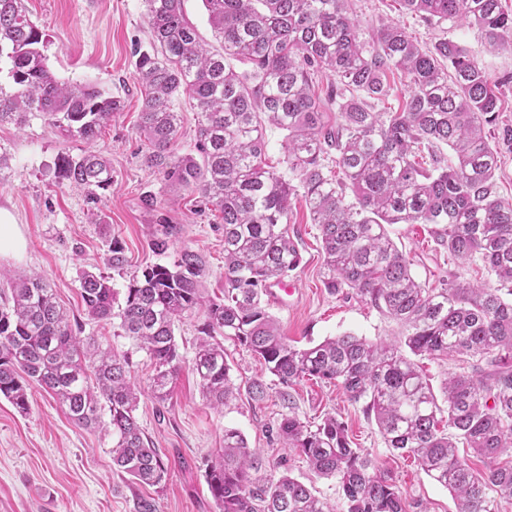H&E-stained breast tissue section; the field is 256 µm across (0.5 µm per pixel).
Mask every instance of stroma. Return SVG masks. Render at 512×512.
I'll list each match as a JSON object with an SVG mask.
<instances>
[{"mask_svg":"<svg viewBox=\"0 0 512 512\" xmlns=\"http://www.w3.org/2000/svg\"><path fill=\"white\" fill-rule=\"evenodd\" d=\"M363 40H371L386 22L402 25L419 44L448 39L473 57L491 79L512 74V49L489 50L477 28L460 22L427 21L406 11L400 0H348ZM33 22L43 32V51L56 77L65 82L96 81L123 101V108L94 144L112 165L106 189L58 184L54 163L59 154L81 157L86 143L63 137L42 116L25 126H0V152L10 157L0 170V209L18 224L19 253L0 255V292L6 277L17 271L45 274L58 302L68 310L74 332L93 336L128 358L131 375L149 386L153 367L145 352L124 336L118 319L87 317L79 295L84 270L109 273L113 243H120L132 267L174 261L183 249L197 252L204 264L205 296L218 295L224 284L222 221L204 208L198 193L172 187L147 168L148 143L136 127L142 104L136 80L135 46H148L150 33L143 0H26ZM153 196L155 205L145 203ZM178 228L164 255L151 251L156 225ZM430 225L393 224L388 231L412 261V271L435 287L448 270L446 254L435 251ZM288 234L301 256L289 278L296 288L287 306L267 304L283 335L307 347L345 332L372 342L398 340L400 326L350 290L329 292L324 286L320 231L312 224L302 199H294ZM206 321L195 311L175 329L184 364L170 399L143 395L136 415L146 435L169 468L161 487L132 483L112 465V437L100 429L76 426L40 388H33L30 411L20 414L0 398V512H135L139 498H153L156 512H219L206 483V470L224 446L225 429L244 435L260 460L251 473L252 489L264 488L283 475L294 477L313 492L334 501L335 480L314 474L305 460L286 448L278 435L282 418L296 415L320 423L329 414L343 421L354 447L377 462L400 487L407 512H456L449 490L421 470L413 457L386 447L373 418L361 404L351 403L341 388L303 381L281 389L249 350L223 338L224 355L238 389L236 399L217 408L203 396L190 362ZM270 383L268 396L252 400L255 378Z\"/></svg>","mask_w":512,"mask_h":512,"instance_id":"1","label":"stroma"}]
</instances>
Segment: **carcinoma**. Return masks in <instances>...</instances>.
Wrapping results in <instances>:
<instances>
[{
    "label": "carcinoma",
    "instance_id": "obj_1",
    "mask_svg": "<svg viewBox=\"0 0 512 512\" xmlns=\"http://www.w3.org/2000/svg\"><path fill=\"white\" fill-rule=\"evenodd\" d=\"M431 21H465L492 49L512 39V14L501 0H402ZM150 47L134 55L142 105L138 129L150 144L145 164L175 187H192L222 215L224 298L206 300L197 253L184 249L170 265L127 273L124 249L112 242L108 262L128 275L124 301L109 278L85 271L80 296L91 319L115 315L125 335L155 366L151 392L171 396L181 369L175 326L207 312L192 371L215 406L236 388L219 330L258 355L287 388L300 380L340 386L364 403L386 447L407 453L448 488L457 512H497L512 499V202L499 195V127L503 87L455 42H415L395 22L372 44L360 38L346 0H203L221 42L210 51L187 18L183 0H144ZM43 32L24 0H0V125L22 126L38 113L67 138L93 144L122 108L96 83L61 82L43 53ZM396 69L409 94L385 106L386 72ZM335 80L328 92L315 77ZM198 112L199 157L177 152L182 115L175 98ZM285 132L284 163L293 179L265 162V128ZM452 150L445 158L443 147ZM61 184L105 189L112 166L98 152L58 156ZM302 196L319 226L324 283L344 289L395 320L401 343H373L345 332L299 348L278 331L262 303L266 288L300 265L288 236L292 199ZM390 224H432L435 249L448 260L480 261L493 279L470 284L450 271L428 288L390 238ZM174 225L162 224L150 246L166 252ZM455 355L475 359L472 371L442 383V409L419 363ZM42 388L78 427L112 435V462L139 484L157 486L168 465L150 447L138 422V389L129 362L92 336L74 334L48 278L11 277L0 301V397L20 413ZM108 420H103V416ZM279 436L321 476L336 479L340 502L330 504L283 476L250 488L258 462L244 436L224 430V448L206 471L220 512H405L403 492L374 459L351 447L345 424L326 416L312 428L295 415ZM464 447L487 462L479 472L459 456Z\"/></svg>",
    "mask_w": 512,
    "mask_h": 512
}]
</instances>
